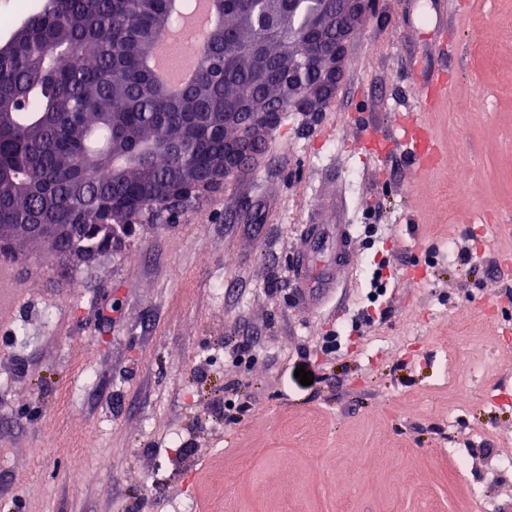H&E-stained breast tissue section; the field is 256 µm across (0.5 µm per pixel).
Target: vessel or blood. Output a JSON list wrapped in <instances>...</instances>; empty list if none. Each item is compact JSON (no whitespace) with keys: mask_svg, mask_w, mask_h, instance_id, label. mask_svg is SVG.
Segmentation results:
<instances>
[{"mask_svg":"<svg viewBox=\"0 0 512 512\" xmlns=\"http://www.w3.org/2000/svg\"><path fill=\"white\" fill-rule=\"evenodd\" d=\"M398 143L420 167H430L438 159L434 137L414 115L402 122ZM303 233L305 248L292 258V279L304 299L317 305L339 285L349 265L351 227L308 224Z\"/></svg>","mask_w":512,"mask_h":512,"instance_id":"obj_1","label":"vessel or blood"}]
</instances>
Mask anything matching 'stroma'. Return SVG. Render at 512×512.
Instances as JSON below:
<instances>
[{
	"instance_id": "1",
	"label": "stroma",
	"mask_w": 512,
	"mask_h": 512,
	"mask_svg": "<svg viewBox=\"0 0 512 512\" xmlns=\"http://www.w3.org/2000/svg\"><path fill=\"white\" fill-rule=\"evenodd\" d=\"M438 71L442 163L361 148ZM339 222L350 277L308 307L299 227ZM389 249L386 317L354 333ZM1 269L0 512H476V493L512 512V0H376L326 109L287 113L220 190L94 261L41 244ZM231 384L258 405L227 429Z\"/></svg>"
}]
</instances>
